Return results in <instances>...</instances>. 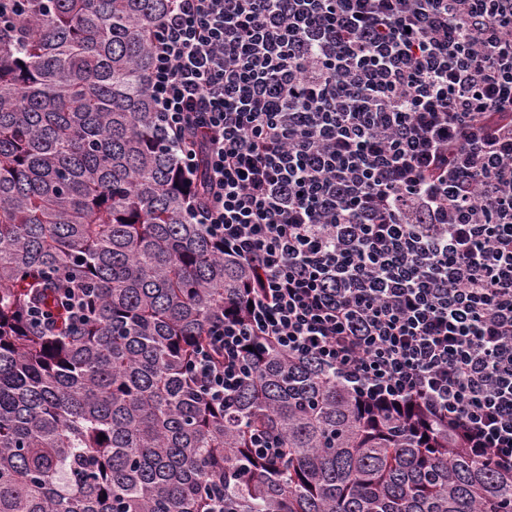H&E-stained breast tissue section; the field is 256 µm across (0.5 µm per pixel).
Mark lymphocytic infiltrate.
Returning a JSON list of instances; mask_svg holds the SVG:
<instances>
[{
  "instance_id": "obj_1",
  "label": "lymphocytic infiltrate",
  "mask_w": 512,
  "mask_h": 512,
  "mask_svg": "<svg viewBox=\"0 0 512 512\" xmlns=\"http://www.w3.org/2000/svg\"><path fill=\"white\" fill-rule=\"evenodd\" d=\"M151 54L191 218L251 271L212 400L261 338L512 472V0H171Z\"/></svg>"
}]
</instances>
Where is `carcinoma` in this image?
I'll return each instance as SVG.
<instances>
[{
    "label": "carcinoma",
    "mask_w": 512,
    "mask_h": 512,
    "mask_svg": "<svg viewBox=\"0 0 512 512\" xmlns=\"http://www.w3.org/2000/svg\"><path fill=\"white\" fill-rule=\"evenodd\" d=\"M169 6L20 0L0 26V512H512V473L448 422L272 342L231 407L195 381L250 270L192 223L157 126ZM257 432L278 459L253 453Z\"/></svg>",
    "instance_id": "obj_1"
}]
</instances>
